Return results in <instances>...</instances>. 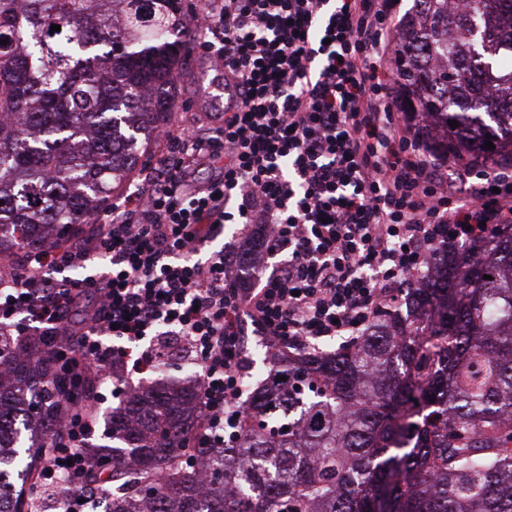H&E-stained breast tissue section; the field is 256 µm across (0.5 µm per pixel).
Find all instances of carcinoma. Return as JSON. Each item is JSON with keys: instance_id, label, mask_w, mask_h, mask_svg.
<instances>
[{"instance_id": "carcinoma-1", "label": "carcinoma", "mask_w": 512, "mask_h": 512, "mask_svg": "<svg viewBox=\"0 0 512 512\" xmlns=\"http://www.w3.org/2000/svg\"><path fill=\"white\" fill-rule=\"evenodd\" d=\"M188 15L184 0H0L1 261L75 237L143 165L175 110ZM402 26L398 78L449 133L439 146L512 160V0L458 14L413 0ZM2 374L0 474L26 483L22 432L38 427L42 448L58 401L93 402L54 388L52 353L29 336L0 355ZM197 401L191 382L157 381L112 412L110 468L87 476L110 491L105 512H512V224L473 257L439 254L359 342L274 360L204 497L176 461ZM120 482L132 494L113 493ZM1 503L39 512L13 484Z\"/></svg>"}]
</instances>
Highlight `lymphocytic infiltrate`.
Wrapping results in <instances>:
<instances>
[{
  "label": "lymphocytic infiltrate",
  "instance_id": "lymphocytic-infiltrate-1",
  "mask_svg": "<svg viewBox=\"0 0 512 512\" xmlns=\"http://www.w3.org/2000/svg\"><path fill=\"white\" fill-rule=\"evenodd\" d=\"M397 14V0H204L194 27L223 114L170 122L91 237L28 252L0 278V336L49 339L69 388L116 368L114 396L179 351L197 369L182 455L197 465L240 436L245 326L281 351L364 335L436 255L512 224V165L440 150L391 80ZM228 224L236 245L215 248ZM61 419L37 485L62 512H88L95 416Z\"/></svg>",
  "mask_w": 512,
  "mask_h": 512
}]
</instances>
